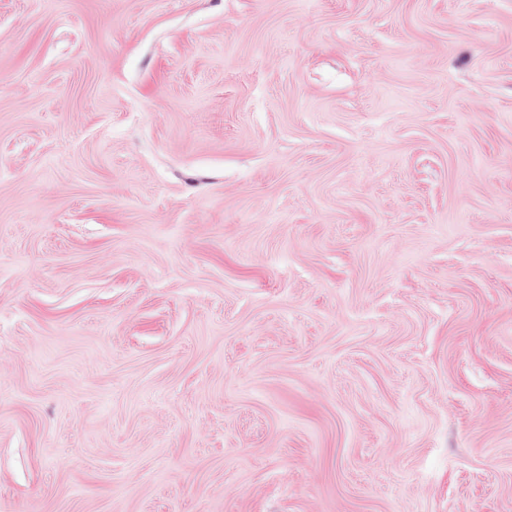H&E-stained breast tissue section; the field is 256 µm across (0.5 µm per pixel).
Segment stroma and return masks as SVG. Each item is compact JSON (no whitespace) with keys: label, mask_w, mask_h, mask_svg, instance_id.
Masks as SVG:
<instances>
[{"label":"stroma","mask_w":512,"mask_h":512,"mask_svg":"<svg viewBox=\"0 0 512 512\" xmlns=\"http://www.w3.org/2000/svg\"><path fill=\"white\" fill-rule=\"evenodd\" d=\"M0 512H512V0H0Z\"/></svg>","instance_id":"35a3bbf8"}]
</instances>
